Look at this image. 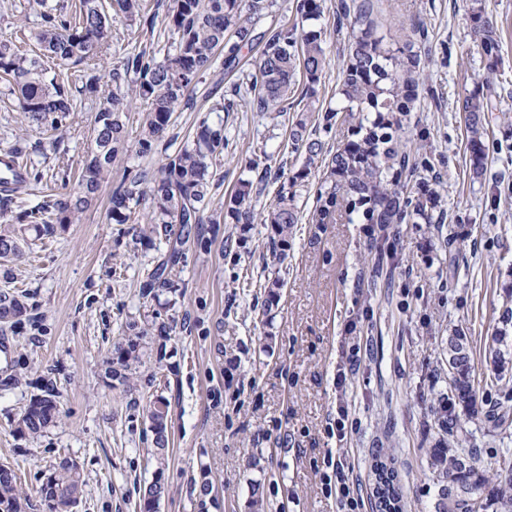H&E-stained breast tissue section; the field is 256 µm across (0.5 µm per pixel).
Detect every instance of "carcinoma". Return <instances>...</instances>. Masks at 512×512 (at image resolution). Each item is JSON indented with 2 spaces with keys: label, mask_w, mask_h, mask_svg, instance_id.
<instances>
[{
  "label": "carcinoma",
  "mask_w": 512,
  "mask_h": 512,
  "mask_svg": "<svg viewBox=\"0 0 512 512\" xmlns=\"http://www.w3.org/2000/svg\"><path fill=\"white\" fill-rule=\"evenodd\" d=\"M275 0H168L167 27L174 40V53L159 59L156 53L137 46L123 49L117 64L106 70L104 53L112 46L111 14H121L145 34H153L159 17L144 0H80L79 10L65 6L47 7L46 0H32L37 9L34 29L22 23L8 38L0 39V79L17 101L24 131L39 134L31 148L35 152L52 151L57 172L68 178L65 164L67 149L62 147L64 133L71 125L78 102L85 97L100 100L90 136V146L78 175L68 191L46 194L33 206L17 210V193L26 178L13 182V188L0 195V223H26L40 240L53 238L66 224L79 221L97 200L112 167L128 151L123 136L124 121L133 105H143L138 152L154 150L171 124L175 108L194 105V91L211 70L217 54L232 72L243 60V52L261 45L256 72L248 77L247 97L240 86L233 94L214 105L218 112H236L245 107L253 112L274 113L288 117L296 89L301 98L311 99L325 75L327 30L308 25L323 15V0H297L295 18L278 21L265 31L254 34L256 24L272 13ZM372 0L341 3L336 24H347L349 43L341 72L340 101L321 116L322 125L331 131L338 118L349 124L348 139L336 148L325 150L318 139L306 136V122L291 123L289 139L294 149L304 148L306 162L293 174L279 170L282 179L276 203L259 217L255 213L248 187L224 196V212L237 222H259L270 226V251L273 258L288 248L292 225L298 223L297 191L318 165L322 177L316 189L314 224H328L338 218L349 223L404 224L421 218L430 224L433 214L444 215L443 196L418 180L420 171L429 167L428 158L412 152L404 143V121L417 110L420 54L415 50L420 26L385 41L373 18ZM469 19L474 45L493 69L499 58V44L493 23L484 8H472ZM35 41L42 54L29 55L22 44ZM50 59L58 73L47 78L44 59ZM462 111L470 132L473 174L484 170L483 116L489 111V99L478 94L464 98ZM224 127L202 124L194 136L175 152L165 154L156 169H142L113 188L108 216L114 224H136L140 207L150 203L153 223L169 227L178 224L181 233L171 249L148 274L144 287L166 291L176 286V267L184 246L192 243L201 251L210 250L211 242L200 233L191 232L193 224H218L221 213L209 208L211 193L218 189L213 166L224 157ZM25 240L17 234L0 233V263L25 262ZM26 295L0 294V323L16 322L27 313ZM145 332L129 335L111 352L106 369L114 387H133V366L141 363L140 340ZM490 386L499 387L507 380L509 361L499 354L492 359ZM448 372L451 398L442 415V430L453 433L459 422L456 407L470 411L475 407L471 355L460 335L448 337ZM168 404L157 397L149 404V419L156 454L168 445L166 419ZM61 417L58 392L53 383L30 396L16 424L21 436L36 437L55 425ZM472 450L435 447L430 465L436 477L448 480V502L443 512H486L488 498L498 505V512H512V459L498 460L495 480L472 466L462 465ZM375 498L378 512H402L398 473L393 464L381 459L373 464ZM59 497L48 506L49 512H72L80 500L84 479L80 466L59 462L49 475ZM164 495L155 485H146L140 498V512H157L158 503L150 496ZM27 499L19 485L16 471H0V512H25Z\"/></svg>",
  "instance_id": "1"
}]
</instances>
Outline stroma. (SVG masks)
<instances>
[{
    "mask_svg": "<svg viewBox=\"0 0 512 512\" xmlns=\"http://www.w3.org/2000/svg\"><path fill=\"white\" fill-rule=\"evenodd\" d=\"M472 0H379L375 20L394 32L421 23L420 107L405 140L427 154L424 176L440 191L438 223L393 224L395 265L379 264L377 243L364 225L315 224L313 169L298 191L299 221L286 256L273 259L263 224L201 225L211 243L187 250L178 288L147 294L148 270L167 253L164 232L133 244L128 225L112 223V187L144 168H156L164 147L179 148L199 123L223 125L224 157L214 169L219 187L213 207L240 181H253L252 204L266 213L279 180L256 183L246 158L269 153L289 171L304 153L286 149L280 120L256 112H217L215 91H228L252 71L225 74L222 64L196 88L195 106L176 107L159 148L135 149L140 114L131 112L124 135L130 150L112 169L96 206L66 225L54 241L29 240L27 263L0 265V292H28L29 318L0 325V464L15 468L29 512H46L39 489L59 458L82 468L85 485L77 512H136L139 487L161 475L158 512H250L251 483L261 480L266 512H336L323 485V460L340 456L353 467L363 493L373 488L375 456L394 460L405 512H442L448 484L434 478L435 444L470 448L476 465L491 470L512 455V426L490 421L502 393L489 390V347L497 331L512 360V0H482L500 44L495 72L471 42ZM347 30L331 33L329 66L309 100L307 130L337 146L318 113L336 105ZM489 89L484 115V171L473 177L462 100ZM98 100H83L64 137L72 168H80ZM281 279L280 298L265 310L264 287ZM170 331L159 335L155 321ZM356 323L362 353L349 375L345 401L360 426L344 445L330 429L336 418V369L346 360ZM143 330L142 362L134 392L110 387L106 360L128 325ZM465 336L474 361L476 410L461 414L454 434L438 427L450 393L447 341ZM59 391L63 417L37 437L14 426L31 395L46 381ZM169 402V446L163 463L151 457L153 433L146 407Z\"/></svg>",
    "mask_w": 512,
    "mask_h": 512,
    "instance_id": "stroma-1",
    "label": "stroma"
}]
</instances>
